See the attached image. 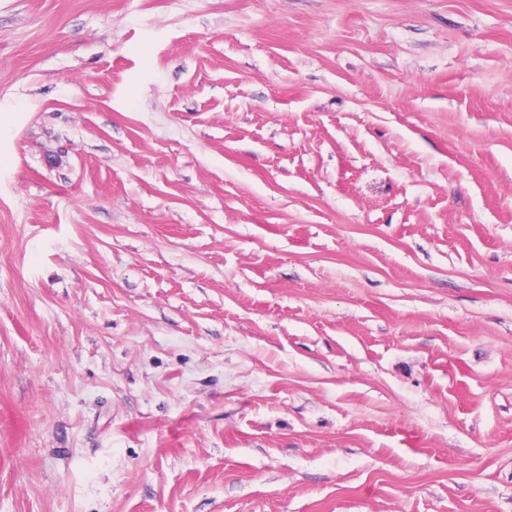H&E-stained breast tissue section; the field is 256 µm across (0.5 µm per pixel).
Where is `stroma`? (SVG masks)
<instances>
[{
    "label": "stroma",
    "instance_id": "stroma-1",
    "mask_svg": "<svg viewBox=\"0 0 512 512\" xmlns=\"http://www.w3.org/2000/svg\"><path fill=\"white\" fill-rule=\"evenodd\" d=\"M0 512H512V0H0Z\"/></svg>",
    "mask_w": 512,
    "mask_h": 512
}]
</instances>
